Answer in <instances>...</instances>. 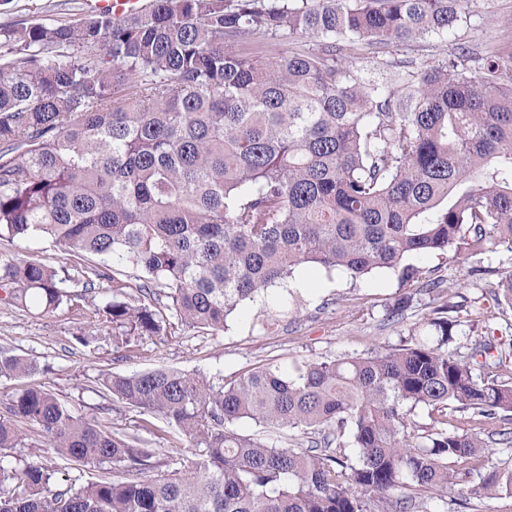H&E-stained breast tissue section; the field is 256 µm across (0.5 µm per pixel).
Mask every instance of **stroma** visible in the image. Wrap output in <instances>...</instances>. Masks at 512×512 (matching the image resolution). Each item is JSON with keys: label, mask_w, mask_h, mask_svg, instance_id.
Wrapping results in <instances>:
<instances>
[{"label": "stroma", "mask_w": 512, "mask_h": 512, "mask_svg": "<svg viewBox=\"0 0 512 512\" xmlns=\"http://www.w3.org/2000/svg\"><path fill=\"white\" fill-rule=\"evenodd\" d=\"M85 0H9L0 6V29L38 19L72 20ZM465 17L448 35L430 36L386 47L387 56L415 60L430 68L469 50L468 76L482 72V51L512 40V0H464ZM416 264L454 288V344L468 352L475 339L486 337L512 344V311L479 313L476 298L489 284L512 273V250L500 246L458 260L437 253L416 257ZM409 297L404 314L388 319L395 300ZM429 296L419 286L402 284L397 273L378 269L354 280L338 270L305 266L287 290L259 297L239 309L224 332L213 335L181 326L168 338L137 341L125 358L112 345V330L81 320L68 305L43 314L23 311L0 300V347L33 360L36 373L25 378L0 375V401L35 385L55 393L73 412L108 429L135 434L142 416L137 410L105 401L96 388L100 374H131L159 366L210 377L234 379L268 362L284 366L304 359L333 360L364 356L379 348L406 344L426 333ZM415 512H512V498L428 495Z\"/></svg>", "instance_id": "stroma-1"}]
</instances>
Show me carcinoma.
<instances>
[{
	"label": "carcinoma",
	"instance_id": "carcinoma-1",
	"mask_svg": "<svg viewBox=\"0 0 512 512\" xmlns=\"http://www.w3.org/2000/svg\"><path fill=\"white\" fill-rule=\"evenodd\" d=\"M462 20V0H152L122 21L90 11L0 30V240L49 237L99 259L78 275L112 300L77 311L105 314L115 345L162 339L174 319L222 331L305 264L353 279L386 268L425 286L435 333L228 381L101 374L98 393L146 415L142 430L162 439L160 419L198 449L180 471L160 472L150 442L28 386L0 417V452L25 444L20 419L37 428L30 448L123 470L77 488L38 459L9 470L0 458V512H411L434 491L512 497V468L484 438L487 420L512 422V381L494 373L512 347L484 339L460 355L457 306L409 262L512 247V67L501 63L512 45L488 51L477 77L461 56L427 69L385 61L382 84L343 53ZM298 32L318 48H243ZM116 264L139 272L137 294ZM70 280L68 266L29 254L0 266V299L50 313L75 302ZM487 294L512 308V274ZM37 370L0 350V375ZM241 420L321 440L279 448Z\"/></svg>",
	"mask_w": 512,
	"mask_h": 512
}]
</instances>
